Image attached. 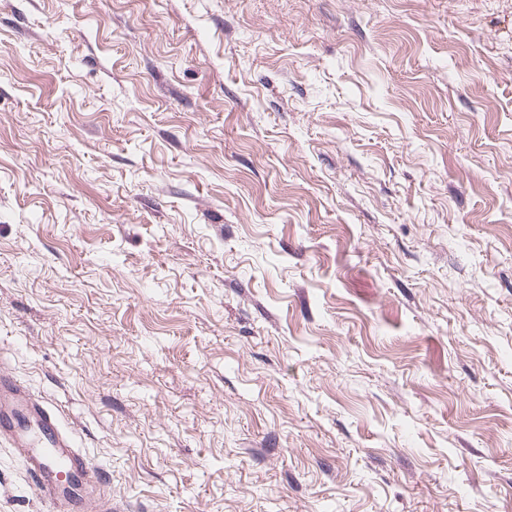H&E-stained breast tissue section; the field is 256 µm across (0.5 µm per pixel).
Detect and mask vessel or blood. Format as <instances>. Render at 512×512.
I'll use <instances>...</instances> for the list:
<instances>
[{
	"mask_svg": "<svg viewBox=\"0 0 512 512\" xmlns=\"http://www.w3.org/2000/svg\"><path fill=\"white\" fill-rule=\"evenodd\" d=\"M0 442L17 448L45 512H84L102 488L98 469L62 428L56 412L0 370Z\"/></svg>",
	"mask_w": 512,
	"mask_h": 512,
	"instance_id": "b4317fda",
	"label": "vessel or blood"
}]
</instances>
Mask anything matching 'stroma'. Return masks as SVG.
Listing matches in <instances>:
<instances>
[{
    "label": "stroma",
    "instance_id": "obj_1",
    "mask_svg": "<svg viewBox=\"0 0 512 512\" xmlns=\"http://www.w3.org/2000/svg\"><path fill=\"white\" fill-rule=\"evenodd\" d=\"M0 368L85 512H512V0H0Z\"/></svg>",
    "mask_w": 512,
    "mask_h": 512
}]
</instances>
